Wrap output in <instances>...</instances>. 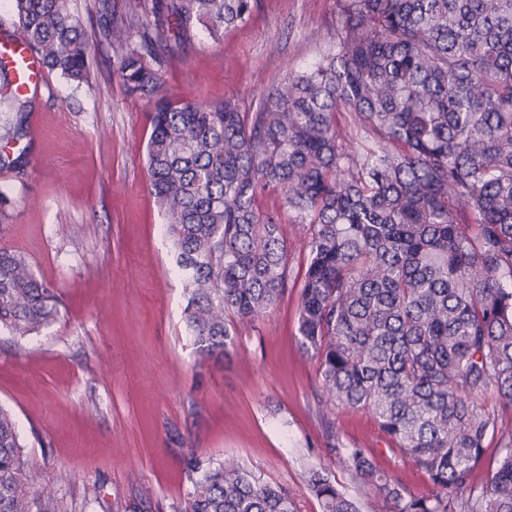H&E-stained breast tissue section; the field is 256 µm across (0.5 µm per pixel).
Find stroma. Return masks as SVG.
Segmentation results:
<instances>
[{
	"label": "stroma",
	"mask_w": 512,
	"mask_h": 512,
	"mask_svg": "<svg viewBox=\"0 0 512 512\" xmlns=\"http://www.w3.org/2000/svg\"><path fill=\"white\" fill-rule=\"evenodd\" d=\"M91 37L89 80L47 72L32 97L37 124L22 169L0 167V244L27 255L60 299L40 333L0 337V405L16 417L32 488L54 487L63 512H182L188 459L236 457L281 484L302 512H321L304 471L350 481L325 452L319 364L300 347L306 264L300 227L287 224L288 291L238 327L223 364L202 360L186 334L185 297L162 235L146 165L153 104L126 94L96 0H72ZM336 0H258L250 21L221 39L197 36L161 68L166 94L244 111L287 74L311 64L334 33ZM336 435L417 494L427 477L395 456L363 411L334 417ZM68 481H60V474Z\"/></svg>",
	"instance_id": "1"
}]
</instances>
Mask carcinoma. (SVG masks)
<instances>
[{
	"instance_id": "1",
	"label": "carcinoma",
	"mask_w": 512,
	"mask_h": 512,
	"mask_svg": "<svg viewBox=\"0 0 512 512\" xmlns=\"http://www.w3.org/2000/svg\"><path fill=\"white\" fill-rule=\"evenodd\" d=\"M18 33L49 71L88 80L90 43L71 0H12ZM256 0H144L112 16L97 0L126 91L154 100L147 171L188 297L193 345L216 363L237 325L288 292V241L305 231L301 348L317 358L323 415L372 414L430 482L413 494L362 448L329 434L378 512H512V0H336L319 60L264 91L256 109L173 100L172 47L217 39ZM5 144L28 136L15 96ZM358 119L351 149L336 112ZM26 149L0 151L19 169ZM263 197L279 209H260ZM27 256L0 245V333L23 339L59 317ZM497 455L487 482L476 472ZM185 512H299L288 489L235 458H190ZM321 512H362L325 471H305ZM0 512H61L31 489L13 413L0 406Z\"/></svg>"
}]
</instances>
